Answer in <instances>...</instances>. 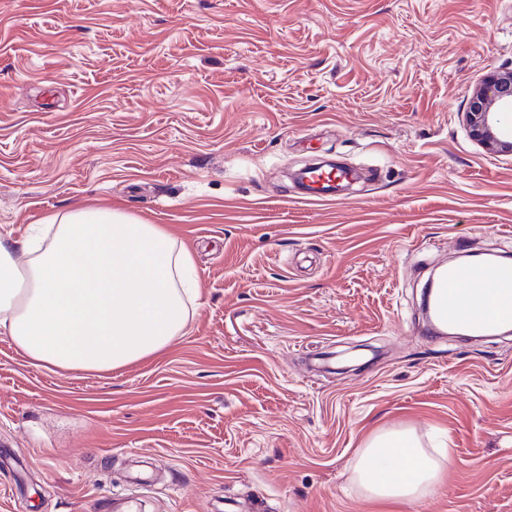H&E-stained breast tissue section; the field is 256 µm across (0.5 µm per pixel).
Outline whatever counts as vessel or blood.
<instances>
[{
    "mask_svg": "<svg viewBox=\"0 0 512 512\" xmlns=\"http://www.w3.org/2000/svg\"><path fill=\"white\" fill-rule=\"evenodd\" d=\"M434 313L462 332L489 335L512 325V265H462L435 286Z\"/></svg>",
    "mask_w": 512,
    "mask_h": 512,
    "instance_id": "b4317fda",
    "label": "vessel or blood"
}]
</instances>
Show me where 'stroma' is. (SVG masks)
<instances>
[{"mask_svg":"<svg viewBox=\"0 0 512 512\" xmlns=\"http://www.w3.org/2000/svg\"><path fill=\"white\" fill-rule=\"evenodd\" d=\"M512 0H0V233L160 224L199 297L164 351L51 372L0 335V512H512V335L432 338L434 263L512 252V156L473 141ZM333 159L363 175L305 200ZM410 429L438 491L353 464ZM388 449L393 465L377 468L373 460ZM431 458L412 430L384 432L370 439L355 463L356 479L367 496L378 500H419L435 494L443 471L451 463Z\"/></svg>","mask_w":512,"mask_h":512,"instance_id":"1","label":"stroma"}]
</instances>
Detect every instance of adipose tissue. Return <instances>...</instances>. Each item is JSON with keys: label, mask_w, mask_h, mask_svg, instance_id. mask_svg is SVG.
<instances>
[{"label": "adipose tissue", "mask_w": 512, "mask_h": 512, "mask_svg": "<svg viewBox=\"0 0 512 512\" xmlns=\"http://www.w3.org/2000/svg\"><path fill=\"white\" fill-rule=\"evenodd\" d=\"M191 254L159 225L112 210L77 209L47 230L0 235V335L43 369L109 372L155 356L186 328ZM389 450L390 468L375 467ZM443 462L413 431L370 439L355 463L368 497L419 500L435 494Z\"/></svg>", "instance_id": "ef3b65f1"}]
</instances>
